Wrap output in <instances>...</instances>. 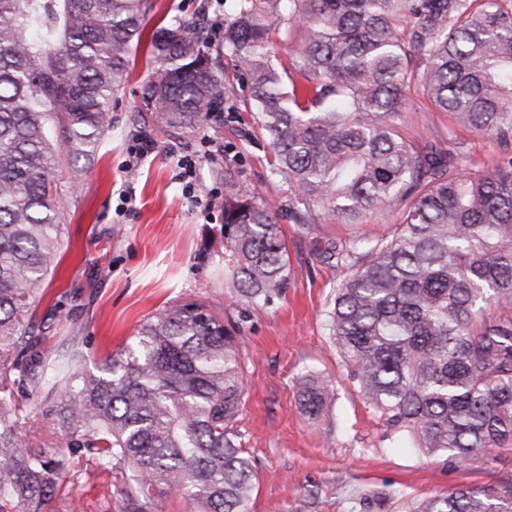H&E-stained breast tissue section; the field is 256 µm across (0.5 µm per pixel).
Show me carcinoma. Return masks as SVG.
Returning a JSON list of instances; mask_svg holds the SVG:
<instances>
[{
  "label": "carcinoma",
  "mask_w": 512,
  "mask_h": 512,
  "mask_svg": "<svg viewBox=\"0 0 512 512\" xmlns=\"http://www.w3.org/2000/svg\"><path fill=\"white\" fill-rule=\"evenodd\" d=\"M148 0H0V512H73L80 460L124 475L123 512L178 491L191 512H243L254 467L241 323L198 300L142 322L91 368L78 339L52 353L25 317L58 265L64 200L112 134V100L142 42L155 68L135 120L173 136L235 96L215 56L245 67L288 216L308 231L398 206L394 230L336 252L347 276L324 311L342 367L387 441L484 466L512 447V150L489 171L395 119L416 85L455 124L512 142V0H236L214 46L183 24L146 32ZM413 25L410 38L400 24ZM288 66L271 59L275 36ZM282 206L224 170V274L266 306L288 285ZM64 443L31 430L30 394ZM330 380L300 381L320 422ZM408 512H512V471L424 497Z\"/></svg>",
  "instance_id": "obj_1"
}]
</instances>
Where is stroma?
<instances>
[{
	"label": "stroma",
	"instance_id": "obj_1",
	"mask_svg": "<svg viewBox=\"0 0 512 512\" xmlns=\"http://www.w3.org/2000/svg\"><path fill=\"white\" fill-rule=\"evenodd\" d=\"M150 21L196 27L210 15H231L233 0H151ZM132 74L113 104L115 126L87 165L76 197L67 203L60 264L38 291L28 313L35 335L60 347L77 336L94 361L130 344L138 326L161 308L197 299L232 317H243L245 405L237 428L256 473L246 512H350V498L367 497L363 512H405L401 502L379 503L393 490L403 499L448 492L462 484L485 485L512 470V449L494 450L482 468L450 465L409 448H392L385 428L363 402L341 366L325 326L324 311L343 267L324 261L328 245L364 235L373 240L393 230L397 210L362 224L327 222L310 232L280 214L288 244V286L266 307L236 304L224 288L222 204L204 210L178 182L179 157L198 156L195 180L203 190L223 188L232 169L244 188L288 201V186L275 179L272 147L251 112L225 113L224 126L171 138L146 131L134 120L137 92L151 71L139 49ZM397 126L409 141L440 146L460 143L474 169H491L504 150L493 136L453 126L419 88L406 92ZM149 133L155 148L131 163L134 138ZM210 136L204 150L200 139ZM129 204H122L123 196ZM309 370L333 380L337 399L329 419L315 423L297 404L299 382ZM70 492L76 512H122L121 472L107 475L80 463ZM317 491L308 505L309 491Z\"/></svg>",
	"mask_w": 512,
	"mask_h": 512
}]
</instances>
